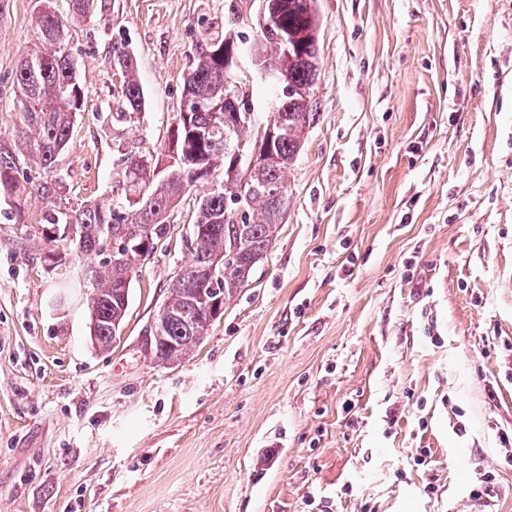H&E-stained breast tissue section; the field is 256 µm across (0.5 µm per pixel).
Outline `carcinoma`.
I'll list each match as a JSON object with an SVG mask.
<instances>
[{"mask_svg":"<svg viewBox=\"0 0 512 512\" xmlns=\"http://www.w3.org/2000/svg\"><path fill=\"white\" fill-rule=\"evenodd\" d=\"M276 7L277 19L270 26H258L251 39L261 58L273 62L288 83L312 87L317 76V15L300 7L301 0H270ZM34 19L37 43L16 67L13 84L18 89L23 127L34 131L26 142L25 153L30 164L43 171L42 180H18L15 175L18 157L0 143V197L10 198L16 216L24 213L28 203L37 200L44 205L39 224L42 254L64 253L56 268L68 260L84 262L87 274L95 281L88 307L97 319V346L108 350L112 345V319L122 311L123 283L129 268L107 261L100 262L106 247L102 229L112 230L115 238H129L150 252L153 244L168 231L167 212L200 184L205 176L229 169L237 143L251 131L252 122L242 120L233 132H224V124L216 123L209 111L211 100L224 95V58L214 53L208 42L196 46L193 67L187 76L184 107L189 117L174 115L173 129L176 151L181 163L168 175L156 167L131 161L126 167L124 199L119 203L93 202L78 207L58 204L62 182L51 176L58 158L70 146L71 131L78 112L83 110L85 91L76 63L65 52L70 22L58 14L53 0H36ZM295 34V41L284 48V32ZM218 45L232 51L241 46V32L234 25L224 27ZM115 58L126 74L124 97L134 112L145 109L142 86L133 77L134 60L124 48L114 49ZM311 100L276 99L269 119L288 124V136L276 147L278 160L268 167H256L248 181L247 214L242 223L232 220L229 191L220 187L205 190L196 203L194 223L199 227L192 253L195 263L183 277L169 284L166 305L170 313L163 321L151 353L158 364L179 362L199 347L217 318L211 311L192 302L197 294L199 268L209 264L220 250L234 254L240 269L254 270L255 259L265 257L279 228L283 202L288 200L285 175L297 157L300 133L310 125ZM278 183L285 192L278 201L267 192V186ZM148 189L156 200L157 210L138 211L134 198Z\"/></svg>","mask_w":512,"mask_h":512,"instance_id":"carcinoma-1","label":"carcinoma"}]
</instances>
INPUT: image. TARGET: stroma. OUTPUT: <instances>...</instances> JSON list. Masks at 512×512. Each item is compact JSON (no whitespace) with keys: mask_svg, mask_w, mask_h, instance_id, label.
Wrapping results in <instances>:
<instances>
[{"mask_svg":"<svg viewBox=\"0 0 512 512\" xmlns=\"http://www.w3.org/2000/svg\"><path fill=\"white\" fill-rule=\"evenodd\" d=\"M313 119L288 211L181 364L143 345L187 255L194 197L89 337L83 264L47 271L0 200V512H512V0H315ZM31 0H0V143L15 144ZM225 0H98L67 51L85 89L64 204L124 197L163 159L193 47ZM146 108L130 111L112 47ZM427 463L414 461L417 449ZM434 494H426V486Z\"/></svg>","mask_w":512,"mask_h":512,"instance_id":"stroma-1","label":"stroma"}]
</instances>
